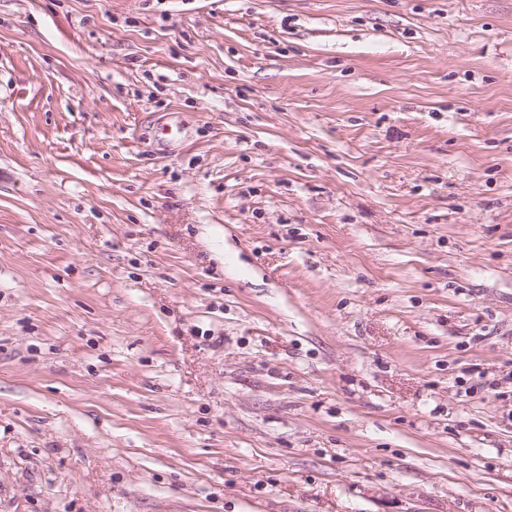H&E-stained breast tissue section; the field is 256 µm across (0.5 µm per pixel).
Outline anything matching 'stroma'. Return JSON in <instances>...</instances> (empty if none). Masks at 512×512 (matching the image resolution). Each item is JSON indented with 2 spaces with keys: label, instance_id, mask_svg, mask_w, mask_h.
Segmentation results:
<instances>
[{
  "label": "stroma",
  "instance_id": "1",
  "mask_svg": "<svg viewBox=\"0 0 512 512\" xmlns=\"http://www.w3.org/2000/svg\"><path fill=\"white\" fill-rule=\"evenodd\" d=\"M0 512H512V0H0Z\"/></svg>",
  "mask_w": 512,
  "mask_h": 512
}]
</instances>
